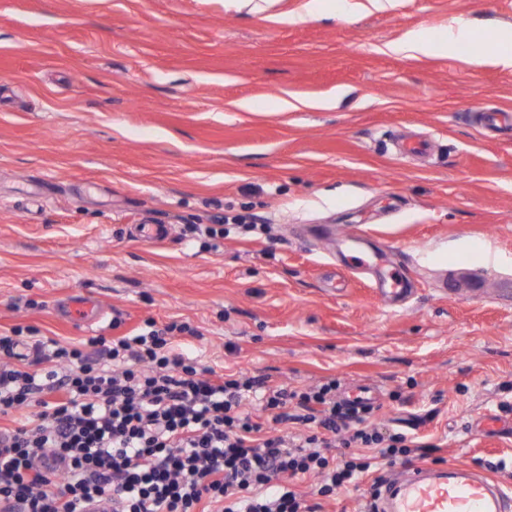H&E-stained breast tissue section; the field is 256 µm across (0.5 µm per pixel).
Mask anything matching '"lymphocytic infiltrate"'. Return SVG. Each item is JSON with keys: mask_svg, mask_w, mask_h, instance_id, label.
<instances>
[{"mask_svg": "<svg viewBox=\"0 0 512 512\" xmlns=\"http://www.w3.org/2000/svg\"><path fill=\"white\" fill-rule=\"evenodd\" d=\"M182 335L202 333L175 320L83 342L1 333L0 512H322L365 474L382 483L381 465L434 450L373 424L336 378L219 375ZM310 475L309 499L295 484Z\"/></svg>", "mask_w": 512, "mask_h": 512, "instance_id": "obj_1", "label": "lymphocytic infiltrate"}]
</instances>
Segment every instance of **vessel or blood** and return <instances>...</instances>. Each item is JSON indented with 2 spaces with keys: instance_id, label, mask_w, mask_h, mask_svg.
<instances>
[{
  "instance_id": "1",
  "label": "vessel or blood",
  "mask_w": 512,
  "mask_h": 512,
  "mask_svg": "<svg viewBox=\"0 0 512 512\" xmlns=\"http://www.w3.org/2000/svg\"><path fill=\"white\" fill-rule=\"evenodd\" d=\"M362 232H352L347 242L350 270L379 273L381 297L407 300L404 268L387 265L385 249L369 250L362 245ZM68 318L90 328L104 316L102 303L91 296L71 300ZM371 512H512V496L481 471L462 465L418 466L393 475L371 499Z\"/></svg>"
}]
</instances>
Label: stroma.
Listing matches in <instances>:
<instances>
[{"instance_id":"obj_1","label":"stroma","mask_w":512,"mask_h":512,"mask_svg":"<svg viewBox=\"0 0 512 512\" xmlns=\"http://www.w3.org/2000/svg\"><path fill=\"white\" fill-rule=\"evenodd\" d=\"M306 0H0V331L65 340L152 319L216 373L374 390V418L449 464L506 461L512 491V302L442 290L449 267L512 272V0H392L293 22ZM486 41L408 57L387 44L449 24ZM345 91L336 100L337 91ZM288 99L291 109L280 108ZM405 135L433 153L405 159ZM252 216L208 246L192 224ZM138 224L167 239L140 240ZM391 245L413 295L391 307L342 238ZM92 294L87 329L62 303ZM492 417L507 431L488 437Z\"/></svg>"}]
</instances>
